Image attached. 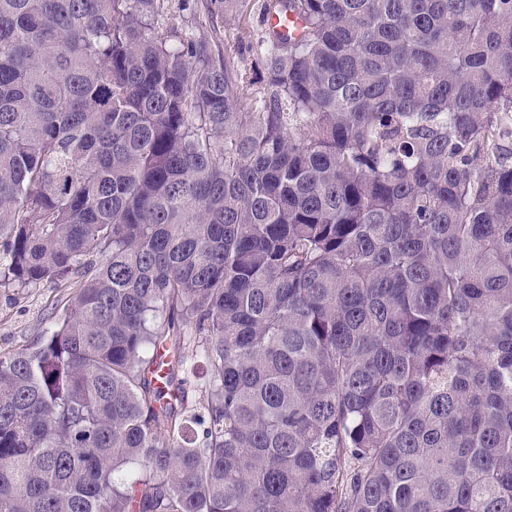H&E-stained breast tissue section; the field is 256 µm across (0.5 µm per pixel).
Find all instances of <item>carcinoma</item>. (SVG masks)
I'll return each mask as SVG.
<instances>
[{"instance_id":"carcinoma-1","label":"carcinoma","mask_w":512,"mask_h":512,"mask_svg":"<svg viewBox=\"0 0 512 512\" xmlns=\"http://www.w3.org/2000/svg\"><path fill=\"white\" fill-rule=\"evenodd\" d=\"M159 8L0 0V512H512V0H265L253 112ZM71 297L45 282L21 291L0 288V354L24 348L50 331L67 312ZM187 369L190 371L189 383L186 386L185 404L188 410L206 419L204 405L210 380V367L207 360L195 351L187 354Z\"/></svg>"}]
</instances>
